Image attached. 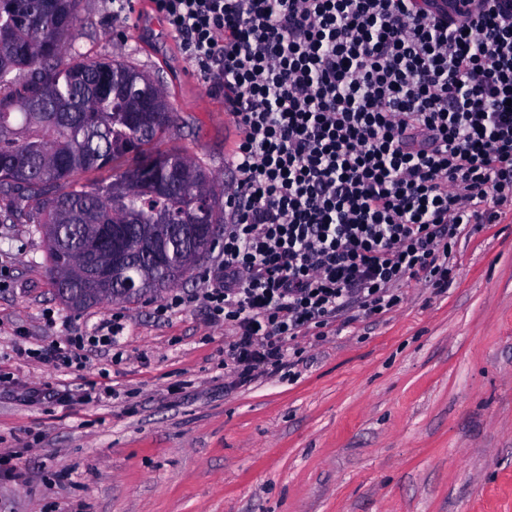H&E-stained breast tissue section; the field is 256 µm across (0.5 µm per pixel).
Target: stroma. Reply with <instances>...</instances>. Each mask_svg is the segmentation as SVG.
Here are the masks:
<instances>
[{"instance_id": "obj_1", "label": "stroma", "mask_w": 512, "mask_h": 512, "mask_svg": "<svg viewBox=\"0 0 512 512\" xmlns=\"http://www.w3.org/2000/svg\"><path fill=\"white\" fill-rule=\"evenodd\" d=\"M77 43L160 81L175 114L154 151L209 169L216 193L238 131L224 95L137 0H82ZM214 248L154 296L83 311L58 298L33 224L0 223V512H512V214L480 224L454 251L439 293L408 281L399 307L298 339L297 380L243 384L224 368L230 334L202 301ZM184 309L161 316L171 293ZM113 319L119 351L81 367L17 355Z\"/></svg>"}]
</instances>
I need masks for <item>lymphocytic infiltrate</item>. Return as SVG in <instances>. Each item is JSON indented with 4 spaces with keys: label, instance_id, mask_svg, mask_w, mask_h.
<instances>
[{
    "label": "lymphocytic infiltrate",
    "instance_id": "f902f5d3",
    "mask_svg": "<svg viewBox=\"0 0 512 512\" xmlns=\"http://www.w3.org/2000/svg\"><path fill=\"white\" fill-rule=\"evenodd\" d=\"M151 3L239 132L205 302L240 382L405 280L447 288L459 236L512 211V0ZM49 323L63 365L122 330Z\"/></svg>",
    "mask_w": 512,
    "mask_h": 512
}]
</instances>
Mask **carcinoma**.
I'll return each mask as SVG.
<instances>
[{"instance_id": "cac0c4a2", "label": "carcinoma", "mask_w": 512, "mask_h": 512, "mask_svg": "<svg viewBox=\"0 0 512 512\" xmlns=\"http://www.w3.org/2000/svg\"><path fill=\"white\" fill-rule=\"evenodd\" d=\"M41 27L31 28L30 0H0V215L38 224L51 279L74 310L103 303L81 281L63 283L56 272L84 248L83 224H170L193 218L221 226L224 205L213 177L179 151L155 153L147 145L174 129L168 96L147 72L90 60L76 50L80 0H36ZM124 167L104 183L78 186L82 172ZM184 191L162 193L179 180ZM199 190L209 209L191 205Z\"/></svg>"}]
</instances>
